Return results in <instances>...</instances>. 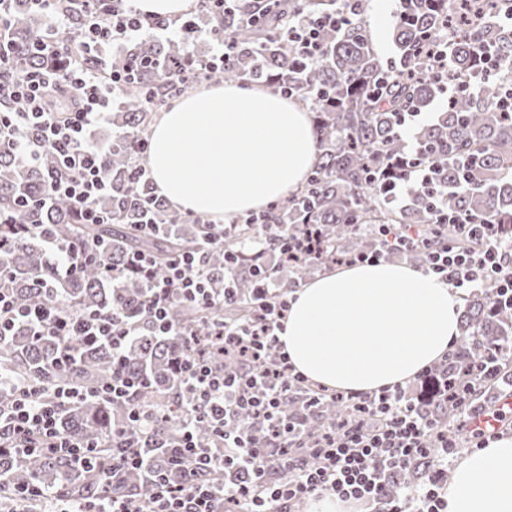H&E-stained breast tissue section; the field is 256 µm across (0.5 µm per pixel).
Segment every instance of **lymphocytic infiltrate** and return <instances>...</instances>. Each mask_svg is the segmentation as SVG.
<instances>
[{"mask_svg":"<svg viewBox=\"0 0 512 512\" xmlns=\"http://www.w3.org/2000/svg\"><path fill=\"white\" fill-rule=\"evenodd\" d=\"M13 0H0V101L10 112L0 116V143L27 162H37L44 151L53 152L57 166L49 170L37 203L47 206L64 198L84 224H104L108 213L98 206L110 191L106 156L88 141L91 128L110 119L119 94L118 75L110 70L112 55L135 41L162 39L181 31L186 38L212 41L211 53L183 63L169 64V73L190 67L196 83L231 62L237 53L232 37L184 21L180 29L161 21L146 22L134 0H29L33 13L51 21L46 37L33 45L36 55L62 58L60 69L24 71L15 63L10 30ZM80 29H73V15ZM454 223L471 245L435 246L411 227L382 225L378 248L344 257L347 265L375 263L396 252L422 254L424 272L439 276L466 292L489 290L493 300L512 306V248L499 236L498 224L473 223L456 215ZM324 252L322 231L307 225L299 232H284L274 242L256 240L251 256L228 255L226 268L248 265L257 291L270 295L269 306L244 322H215L205 338V349L178 357L175 370L189 396L182 414V431L175 440L150 439L147 430L159 410L139 404L150 388L147 374L125 369V354L141 329L137 321L105 312L83 309L19 305L8 286L6 269L0 268V340L18 325L33 336H54L64 342L59 364L75 361L85 344H102L112 351V380L98 394L128 403L126 421L112 430V465L106 483L126 471L139 472L152 486L149 499L112 497L79 505L75 512H223L227 503L239 512H299L302 504L329 494L353 502L366 512H445L448 502L439 477L454 455L459 435L474 448L487 447L498 429L512 428V408L479 407L470 396L475 387L498 373L501 347L487 345L481 360H447L423 369L416 381L419 393L408 387H385L376 393L326 392L312 388L297 373L278 339L288 299L265 275L269 260L290 266L316 259ZM154 258L145 252L131 254L122 268L106 269L107 277L137 276L143 285L144 309L158 336H185L189 330L170 316L172 298L190 307L230 306L240 296L232 286L212 289V271L203 255L187 250L170 260L164 275H157ZM14 402L0 423V450L27 455L33 450L69 456L78 466L91 465L90 445L73 439L56 424L58 403L80 399L74 388L59 385L53 401L25 381L13 383ZM346 400L350 415L318 437H311L308 420L326 397ZM299 398L294 413L286 402ZM456 411L455 426L439 415ZM494 419L495 427L476 426L480 417ZM207 420L220 451L203 449L193 433V423ZM250 420L252 430L241 428ZM433 456L430 480L395 494L388 481L391 471H403ZM174 469L178 480L163 478L160 468Z\"/></svg>","mask_w":512,"mask_h":512,"instance_id":"obj_1","label":"lymphocytic infiltrate"}]
</instances>
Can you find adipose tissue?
Masks as SVG:
<instances>
[{"label": "adipose tissue", "instance_id": "adipose-tissue-1", "mask_svg": "<svg viewBox=\"0 0 512 512\" xmlns=\"http://www.w3.org/2000/svg\"><path fill=\"white\" fill-rule=\"evenodd\" d=\"M315 162L310 118L298 104L254 88L184 96L154 123L146 159L172 207L231 219L296 191ZM461 294L411 266L335 269L289 295L278 338L310 382L373 392L415 379L459 335ZM446 512H512V437L454 467Z\"/></svg>", "mask_w": 512, "mask_h": 512}]
</instances>
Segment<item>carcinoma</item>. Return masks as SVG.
<instances>
[{"label": "carcinoma", "mask_w": 512, "mask_h": 512, "mask_svg": "<svg viewBox=\"0 0 512 512\" xmlns=\"http://www.w3.org/2000/svg\"><path fill=\"white\" fill-rule=\"evenodd\" d=\"M474 8L489 16L491 24L472 25L465 19L457 0H422L410 12L393 22L391 39L395 55H380L373 46L364 16L371 0H228L224 8L208 14L214 28L232 36L238 45L235 62L211 75V80L227 85L244 80L263 82L268 77L283 78L288 97L299 99L311 112V135L316 161L303 186L290 198L271 204L259 214L232 220L224 236V249H214L209 241L218 228L192 222L161 203L150 202L148 187L133 184L129 170L132 144L148 136L149 116L145 98L162 105L166 100L191 89L192 81L166 76L169 59L193 58L197 46L187 41L159 39L131 44L112 59V69L133 71V81L120 92L113 123L123 129L112 140L106 156L111 183L110 195L100 208L112 212L110 224H78L67 201L59 199L51 207L33 212L16 203L17 197H37L43 178L54 166L49 154L30 165L6 146L0 147V208L13 210L19 223L44 224L64 244L97 243V260L84 264L69 279H62L46 257L44 237L38 233L15 235L0 224V240L7 241L0 253V267L12 273V288L25 305L76 306L128 315L146 322L143 290L133 277L118 282L102 276L100 266H121L131 252L145 251L156 258V271L163 274L169 259L183 249H201L219 277L222 287L224 254L236 253L265 231L280 232L283 226L322 224L326 230L327 259L362 249L373 241L378 224L410 225L434 245L469 241L456 225L438 220L434 203L442 194L448 215L466 213L477 222L494 221L502 226L501 239L512 242V111L503 110L505 96L512 97V74L487 72L495 60H512V0H472ZM346 7L353 9L356 22L343 24L324 34L321 61L306 69L296 62L294 46L282 33L298 15L316 19ZM35 15L18 0L12 19V35L21 50L22 69H52L59 61L27 54V48L41 37ZM436 43L451 49L448 70L439 75L429 61L417 55L424 44ZM437 115L418 126L413 134L415 151H410L399 126L406 112L423 111L443 94ZM397 160L399 169L432 170L428 184L403 181L402 203H389L382 181L367 177L366 170ZM153 211L161 226L153 233L140 228L141 215ZM314 271L312 266L291 269V276L279 278L280 268L271 266L267 274L278 287H297ZM242 303L225 309H200L177 304L172 316L193 330L204 333L213 321L233 320L255 311L253 277L240 270L233 278ZM464 325L456 348L463 356H478L483 345L495 339L504 352L500 372L481 387L476 399L485 400L490 390L512 378V310L497 311L490 294L482 291L466 298ZM181 336H156L149 328L141 331L126 353V368L151 372L154 391L147 405H161L167 418L152 424L156 438H169L181 430L179 412L186 394L177 385L174 360L184 349ZM63 342L43 338L33 340L20 326L15 335L0 343V375L42 385L47 396L62 382L81 390H93L112 379V353L103 347L80 351V359L68 366H56ZM58 426L78 441L94 442L96 461L112 463V426L124 419L125 408L110 401L88 399L60 404ZM346 414L343 405L332 402L318 408L308 422L322 428ZM431 458L418 461L408 471L395 475L393 491L400 495L406 487L428 480ZM0 512H38L41 501L20 498L17 487L36 482L54 490L57 497L73 502L123 494L144 499L151 494L141 477L129 471L115 486L107 487L101 477L76 467L63 457L39 450L23 459L0 453Z\"/></svg>", "instance_id": "cac0c4a2"}]
</instances>
